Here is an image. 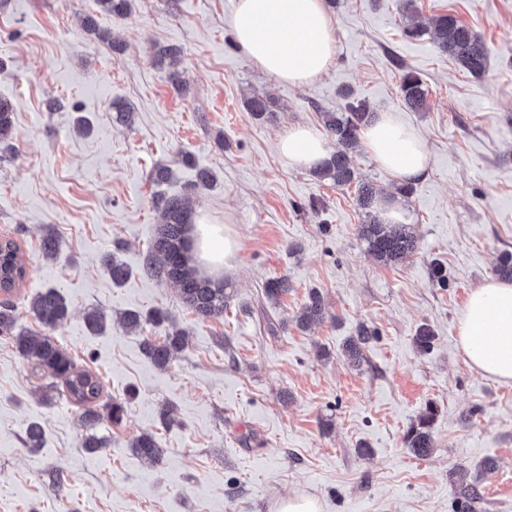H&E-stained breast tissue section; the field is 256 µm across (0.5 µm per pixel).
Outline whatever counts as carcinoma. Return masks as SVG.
<instances>
[{"mask_svg": "<svg viewBox=\"0 0 512 512\" xmlns=\"http://www.w3.org/2000/svg\"><path fill=\"white\" fill-rule=\"evenodd\" d=\"M98 9L116 17H126L133 11L134 0H95ZM430 35L436 46L448 54L458 65L473 77L482 76L487 69V55L482 37L472 28L463 24L451 14H443L432 21ZM150 55L153 63L166 70L169 82L180 92L185 91L178 65L181 49L171 45H152ZM400 90L407 106L414 111L426 107L427 90L419 76L404 69L401 74ZM246 108L254 118L261 119L269 110V101L254 95L246 99ZM372 112L364 101L347 103L342 112L322 113V123L327 135L335 141L336 149L324 159L316 173L323 179L331 180L336 186L344 187L355 180L352 153L359 147V138L364 127L370 122ZM18 139L15 109L8 100L0 98V153L14 149ZM176 170L168 164H157L150 172L149 179L156 186L167 184L175 178ZM383 188L369 182H361L357 188V202L365 215L359 225V235L366 242L369 253L383 264L401 262L418 252V239L408 224H385L375 215L378 202L385 198ZM152 203L161 211L162 224L158 225L149 255L142 266L143 274L156 277L173 286L181 301L201 318H218L224 315L232 293L222 280L203 276L198 271L191 251L190 231L193 224L194 202L190 194L167 195L159 193ZM123 245H114V251L105 256L104 263L112 283L120 285L130 276L131 270L121 262L115 252ZM27 276L26 260L18 243L10 238L0 239V293L13 294ZM288 280L285 278L267 282L264 292L267 299L277 301L288 294ZM30 314L41 325V330H20L17 327L15 306L10 300L0 301V336L11 341L17 354L30 362L49 380L65 383L68 400L81 411V421L87 430L81 447L89 453H96L108 444L97 434V425L102 420L99 412L103 391L101 379L78 367L70 353L49 335L69 317V308L64 298L53 288L32 296L28 304ZM325 311L324 298L320 291L313 289L301 306L297 324L308 328L322 320ZM152 323L157 326L168 324L163 339H145L142 351L147 360L158 369H165L171 360L187 347L185 332L169 322L168 314L154 309L146 314L127 310L120 319L122 328L135 332ZM377 338L376 331L368 326L358 330L357 336L344 347L347 361L358 365L363 360V348ZM436 408L429 405L411 424L404 434L405 447L418 457H427L435 448L431 426ZM44 430L37 422L26 428L25 444L29 448H40ZM133 450L144 460L154 464L163 457L156 437L151 432L138 435ZM496 468V461L488 460L476 472L458 468L451 472L455 487V512H477L483 501L480 473Z\"/></svg>", "mask_w": 512, "mask_h": 512, "instance_id": "obj_1", "label": "carcinoma"}]
</instances>
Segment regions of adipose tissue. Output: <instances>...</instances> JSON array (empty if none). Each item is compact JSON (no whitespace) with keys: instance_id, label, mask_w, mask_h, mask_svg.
<instances>
[{"instance_id":"adipose-tissue-1","label":"adipose tissue","mask_w":512,"mask_h":512,"mask_svg":"<svg viewBox=\"0 0 512 512\" xmlns=\"http://www.w3.org/2000/svg\"><path fill=\"white\" fill-rule=\"evenodd\" d=\"M245 58L262 72L294 86H306L336 58L333 16L326 0H236L230 22ZM366 151L399 180L428 175L426 145L397 114L377 113L362 133ZM329 152L326 139L311 126L290 128L279 139L288 168L315 166ZM200 266H228L236 250L233 237L196 215L194 232ZM457 346L470 367L512 382V282L492 280L468 296L456 326Z\"/></svg>"}]
</instances>
